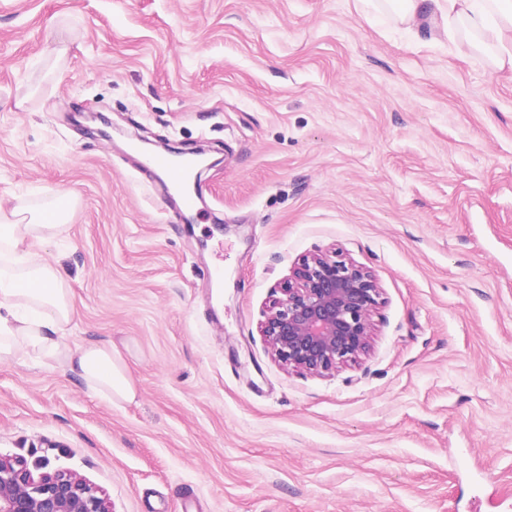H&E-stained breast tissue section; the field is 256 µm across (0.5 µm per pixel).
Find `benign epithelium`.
Segmentation results:
<instances>
[{"label":"benign epithelium","instance_id":"7a95c632","mask_svg":"<svg viewBox=\"0 0 512 512\" xmlns=\"http://www.w3.org/2000/svg\"><path fill=\"white\" fill-rule=\"evenodd\" d=\"M259 331L284 365L330 374L365 355L381 288L368 268L338 252L306 256L275 287ZM0 512H111L106 495L85 478L0 454Z\"/></svg>","mask_w":512,"mask_h":512}]
</instances>
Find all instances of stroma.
Returning <instances> with one entry per match:
<instances>
[{
  "mask_svg": "<svg viewBox=\"0 0 512 512\" xmlns=\"http://www.w3.org/2000/svg\"><path fill=\"white\" fill-rule=\"evenodd\" d=\"M209 149L192 223L124 146ZM69 190L71 346L136 400L0 362V453L113 512H512V72L361 0H0V200ZM376 275L328 376L259 325L306 255Z\"/></svg>",
  "mask_w": 512,
  "mask_h": 512,
  "instance_id": "1",
  "label": "stroma"
}]
</instances>
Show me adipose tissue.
<instances>
[{
  "label": "adipose tissue",
  "mask_w": 512,
  "mask_h": 512,
  "mask_svg": "<svg viewBox=\"0 0 512 512\" xmlns=\"http://www.w3.org/2000/svg\"><path fill=\"white\" fill-rule=\"evenodd\" d=\"M396 22L422 43L446 38L512 69V0H388ZM75 194L37 206L0 207V362L29 359L62 365L110 404L133 402L136 390L121 353L108 343L71 348V288L61 270L33 252L34 243L68 230Z\"/></svg>",
  "instance_id": "adipose-tissue-1"
}]
</instances>
